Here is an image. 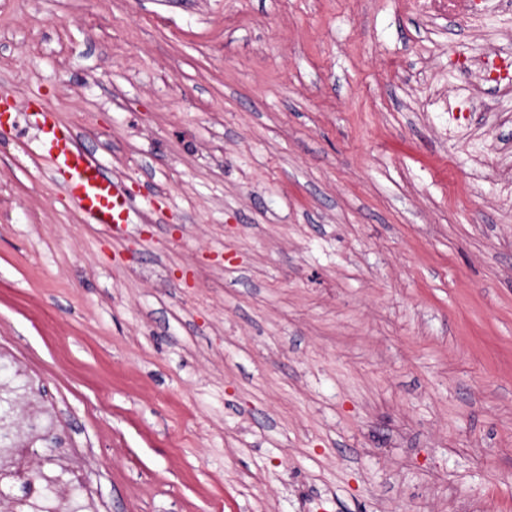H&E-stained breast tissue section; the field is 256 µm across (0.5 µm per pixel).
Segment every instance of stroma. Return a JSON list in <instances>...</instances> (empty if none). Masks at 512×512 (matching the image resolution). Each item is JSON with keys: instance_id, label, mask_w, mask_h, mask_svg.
Here are the masks:
<instances>
[{"instance_id": "stroma-1", "label": "stroma", "mask_w": 512, "mask_h": 512, "mask_svg": "<svg viewBox=\"0 0 512 512\" xmlns=\"http://www.w3.org/2000/svg\"><path fill=\"white\" fill-rule=\"evenodd\" d=\"M512 14L424 0H0V379L106 512H512ZM464 69L474 70L479 79L485 83L509 89L512 87V73L509 61L497 55L487 56L483 59L468 63L467 60L459 62ZM28 110L39 134L41 157L54 179L65 187L76 211L93 224L112 228L127 224L131 200L119 182L81 148L74 130L59 125L49 110Z\"/></svg>"}]
</instances>
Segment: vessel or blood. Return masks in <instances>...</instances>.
I'll list each match as a JSON object with an SVG mask.
<instances>
[{
	"label": "vessel or blood",
	"mask_w": 512,
	"mask_h": 512,
	"mask_svg": "<svg viewBox=\"0 0 512 512\" xmlns=\"http://www.w3.org/2000/svg\"><path fill=\"white\" fill-rule=\"evenodd\" d=\"M30 116L39 134L41 156L77 212L95 224L127 223L131 200L119 182L81 148L74 130L59 125L54 113L43 108L31 109Z\"/></svg>",
	"instance_id": "vessel-or-blood-1"
}]
</instances>
